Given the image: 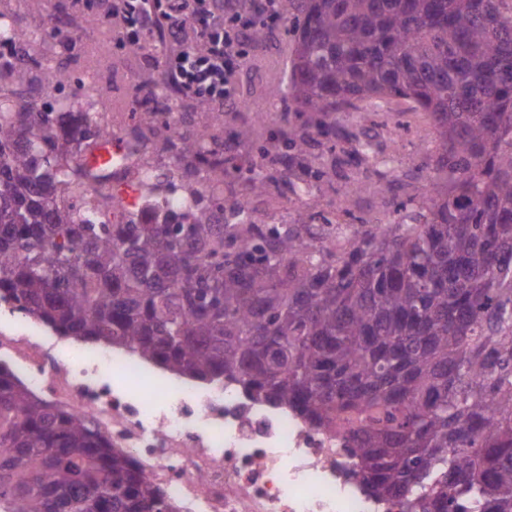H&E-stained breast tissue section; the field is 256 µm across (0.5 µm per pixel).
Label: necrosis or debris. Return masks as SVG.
<instances>
[{
  "label": "necrosis or debris",
  "mask_w": 512,
  "mask_h": 512,
  "mask_svg": "<svg viewBox=\"0 0 512 512\" xmlns=\"http://www.w3.org/2000/svg\"><path fill=\"white\" fill-rule=\"evenodd\" d=\"M111 130L119 140L112 153V186L123 195L112 209L118 222L140 209L145 183L175 175L178 165L130 127ZM0 363L55 405L91 418L182 512H403L400 500L368 493L336 432L312 428L231 382L189 384L106 348L62 351L6 297ZM114 372L154 390L117 387Z\"/></svg>",
  "instance_id": "necrosis-or-debris-1"
}]
</instances>
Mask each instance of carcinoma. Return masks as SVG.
<instances>
[{
  "label": "carcinoma",
  "instance_id": "carcinoma-1",
  "mask_svg": "<svg viewBox=\"0 0 512 512\" xmlns=\"http://www.w3.org/2000/svg\"><path fill=\"white\" fill-rule=\"evenodd\" d=\"M294 47L279 176L256 171L213 224L146 201L98 220L93 112L0 107V294L64 336L207 385L239 384L313 427L342 426L365 484L404 512H512V0H279ZM403 101L438 132L425 198L384 224L309 223V149L372 144L342 123ZM161 148L224 172L203 125ZM282 182L290 224L248 198ZM0 512H177L88 418L0 368ZM281 189L284 193L283 201L285 203L288 202V206H284V205H281L280 203L276 202V204H274L270 209H268L266 211L259 210L254 205L251 206L248 209V213H249L251 219L256 224H264L265 222L271 221V219L273 217H280L281 221L289 222V217H288L289 210L288 209H291V204H290L289 200L293 199V196L285 188L281 187Z\"/></svg>",
  "mask_w": 512,
  "mask_h": 512
}]
</instances>
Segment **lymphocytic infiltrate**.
I'll list each match as a JSON object with an SVG mask.
<instances>
[{
    "instance_id": "obj_1",
    "label": "lymphocytic infiltrate",
    "mask_w": 512,
    "mask_h": 512,
    "mask_svg": "<svg viewBox=\"0 0 512 512\" xmlns=\"http://www.w3.org/2000/svg\"><path fill=\"white\" fill-rule=\"evenodd\" d=\"M279 0H108L122 17V48H154L155 66L189 97L238 99L237 75L253 29L279 17Z\"/></svg>"
}]
</instances>
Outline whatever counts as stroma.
Returning a JSON list of instances; mask_svg holds the SVG:
<instances>
[{
  "label": "stroma",
  "mask_w": 512,
  "mask_h": 512,
  "mask_svg": "<svg viewBox=\"0 0 512 512\" xmlns=\"http://www.w3.org/2000/svg\"><path fill=\"white\" fill-rule=\"evenodd\" d=\"M99 0H0V11L10 12L15 22L24 28L37 30L41 36L39 50L61 62L70 74V80L53 96L54 102L67 109H82L85 95L84 72L97 75L95 94L105 112H136L138 80L149 74L154 86L178 100V109L186 113L182 128H191L193 122H205L206 116L199 99L179 95L163 71L155 69L146 59V50L135 53L116 45L120 22L105 17ZM291 39L285 21L270 24L268 38L259 47L249 46L248 58L239 76V91L246 94L249 107L225 112L224 125L218 132L219 143H226L235 131L252 124V113L268 109L270 101L265 89L270 85L287 84L291 68ZM344 122L353 133L373 135L378 147L370 163L352 161L338 164L339 150L316 143L310 149L319 172L314 180L316 205L314 214L332 215L341 203L349 182L361 178L370 190L362 196L349 215L348 224H381L386 222L395 203L411 198L421 199L435 172L426 154L419 151L418 141L411 130L396 131L393 126L363 121L360 113L346 112ZM288 129L287 112H279L267 124L257 127L252 143L244 151L229 150L224 154V190L237 187L234 176L237 168H245L261 161L268 148L277 146ZM395 158L397 171L393 193L382 192L379 176L384 160Z\"/></svg>",
  "instance_id": "1"
}]
</instances>
